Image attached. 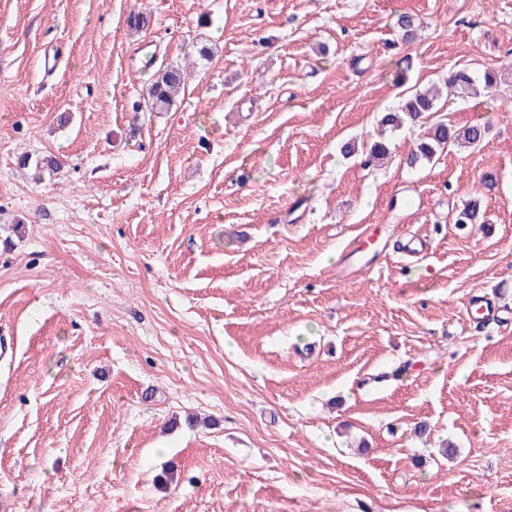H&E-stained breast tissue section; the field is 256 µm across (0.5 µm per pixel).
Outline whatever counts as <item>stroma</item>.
Returning a JSON list of instances; mask_svg holds the SVG:
<instances>
[{
    "label": "stroma",
    "mask_w": 512,
    "mask_h": 512,
    "mask_svg": "<svg viewBox=\"0 0 512 512\" xmlns=\"http://www.w3.org/2000/svg\"><path fill=\"white\" fill-rule=\"evenodd\" d=\"M456 67L512 97V0H0V512H512V110L363 165ZM187 73L176 67L160 68L153 74L148 88V103L151 111H168L185 82ZM435 107L434 93L429 90L419 91L406 98L399 109L387 112L380 122L383 126L398 128L406 119L416 120L426 112H436ZM486 134L485 126L470 125L459 129H451L447 124L437 123L432 128L428 140L417 144L416 150L412 152L413 162L420 159L430 160L440 147L449 143H457L463 147L477 148L484 141Z\"/></svg>",
    "instance_id": "1"
}]
</instances>
